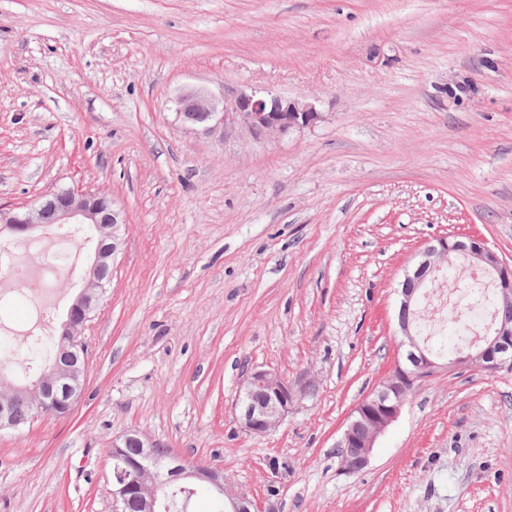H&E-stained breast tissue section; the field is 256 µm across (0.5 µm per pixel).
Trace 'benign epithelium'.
Listing matches in <instances>:
<instances>
[{
	"label": "benign epithelium",
	"instance_id": "benign-epithelium-1",
	"mask_svg": "<svg viewBox=\"0 0 512 512\" xmlns=\"http://www.w3.org/2000/svg\"><path fill=\"white\" fill-rule=\"evenodd\" d=\"M176 119L182 125L224 143L243 135L257 139L279 140L290 133L311 127L323 119L315 103L303 97H288L264 88L243 86L215 94L209 90L188 87L176 99ZM52 224H93L101 241L109 248L97 247L87 271L85 284L106 288L110 279L102 271L114 265L122 243V228L126 224L123 210L114 201L98 193L75 188H60L38 197L23 210L0 207V234L24 233ZM463 255L470 268L493 275L498 286V327L496 335L485 337L469 351L450 361L492 373L512 367V266L504 262L478 236L467 240L435 239L421 253V260L406 271L400 283V304L397 315V333L405 347V360L395 365L387 379L353 412L337 447L340 465L351 473L365 467L379 435L400 416L412 383L431 376L439 367L436 357L422 347L414 337L409 315L417 304L416 293L429 284L430 276L451 257ZM100 296L82 289L70 304L61 324L60 335L67 346L54 374L33 384V409L43 412V405L54 403L70 412L78 402L74 381L86 379V362L73 363V356L84 349L81 340L83 328L74 325L81 318L89 321ZM310 387L298 389L289 385L280 375L265 369L253 368L243 377L236 403L241 428L248 434H267L277 428L296 404L303 400ZM19 421L13 413L12 398L0 395V431L14 430ZM159 443L135 430L112 439L109 457L113 463L112 504L114 512H124L130 499H137L146 512H155V505L166 495V486L172 480L189 479L191 488L205 486L228 501L230 512H251V501L237 495L228 487L224 472L191 465L170 452L156 454ZM138 450V458L128 460L126 449Z\"/></svg>",
	"mask_w": 512,
	"mask_h": 512
}]
</instances>
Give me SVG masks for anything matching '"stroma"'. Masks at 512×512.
Instances as JSON below:
<instances>
[{
	"label": "stroma",
	"instance_id": "obj_1",
	"mask_svg": "<svg viewBox=\"0 0 512 512\" xmlns=\"http://www.w3.org/2000/svg\"><path fill=\"white\" fill-rule=\"evenodd\" d=\"M255 86L325 118L230 145L175 119L184 85ZM102 192L128 222L83 332L66 417L0 432V512H113V437L223 470L256 512H512V372L439 367L364 469L336 446L394 369L396 287L440 236L512 264V0H0V206ZM58 260L52 328L0 303L33 371L82 285ZM258 367L315 394L266 435Z\"/></svg>",
	"mask_w": 512,
	"mask_h": 512
}]
</instances>
